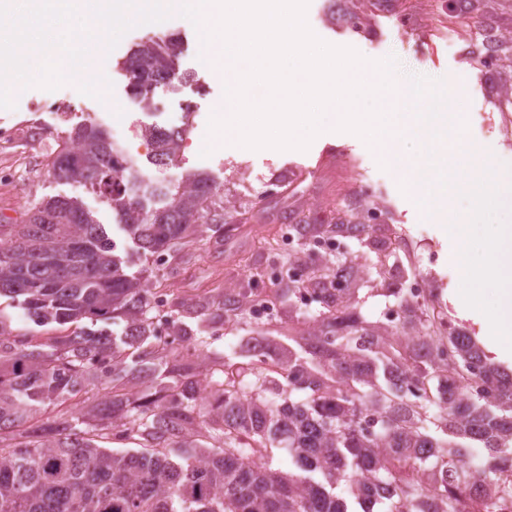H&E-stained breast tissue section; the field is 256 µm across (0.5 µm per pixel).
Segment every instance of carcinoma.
<instances>
[{"label": "carcinoma", "instance_id": "1", "mask_svg": "<svg viewBox=\"0 0 512 512\" xmlns=\"http://www.w3.org/2000/svg\"><path fill=\"white\" fill-rule=\"evenodd\" d=\"M343 20L352 34L370 31L374 8L386 0H347ZM464 3L469 19H489L495 0ZM496 55L491 86L512 105V38L488 28L468 52L481 69ZM178 37L142 41L124 62L131 93L149 103L143 83L175 88ZM151 163L177 157L184 131L148 127ZM122 150L94 126L73 128L49 173L79 182L120 214L127 237L147 261L178 252L195 234L212 232L224 246V225L246 224L255 204L229 207L208 175L188 172L175 184L147 181L137 164H116ZM278 197L273 212L311 232L300 211ZM46 248L64 256L49 269ZM106 229L70 197L35 204L22 224H0V297L8 296L36 325H73L40 342L0 321V512H496L498 502L470 508L469 485L496 482L512 496V376L494 366L477 343L456 331L458 354L444 365L436 336L421 322L424 307L391 289L405 308L390 331L353 311L356 288L330 287L331 268L306 280L281 281L272 297L294 300L318 291L319 327L291 336H263L252 347L216 352L215 391L200 394L199 364L155 334L147 284L124 270ZM247 313L241 294L227 289L214 317ZM121 320L124 335L108 326ZM261 360L265 367L256 370ZM98 380L109 391L77 419L41 418L44 407L76 397ZM280 398L265 397L269 385ZM112 440L134 445L124 451ZM288 450L294 469L263 464L269 449ZM169 448L192 453L174 461Z\"/></svg>", "mask_w": 512, "mask_h": 512}]
</instances>
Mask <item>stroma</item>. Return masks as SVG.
Returning <instances> with one entry per match:
<instances>
[{"instance_id": "1", "label": "stroma", "mask_w": 512, "mask_h": 512, "mask_svg": "<svg viewBox=\"0 0 512 512\" xmlns=\"http://www.w3.org/2000/svg\"><path fill=\"white\" fill-rule=\"evenodd\" d=\"M324 2L309 0L307 7L306 19L315 35L330 44L354 48L369 60L395 56V76L400 80L412 74L441 80L453 77L467 123L462 133L465 143L495 155L499 166L512 165V127H500L498 108L479 70L463 60L449 43L453 37L468 40L475 30L449 13L445 0H406L409 20L378 15L369 36L351 34L321 20ZM172 35L184 40L181 67L192 78L175 90L157 89L152 104L141 103L129 93L121 64L135 43ZM95 67L112 84L108 108H101L97 99L81 94L70 82L54 91L37 87L18 90L14 94L15 108L0 109V224L22 223L27 210L38 201L58 195L78 198L116 241L129 273L148 278L150 288L167 294V305L159 309L164 315L180 305L221 295L225 288L245 287L256 271L260 250L266 249L268 239L279 236L281 224L274 220L228 224L222 248H215L207 236H197L190 238L168 263H146L125 235L119 218L98 194L81 183L59 182L49 175L48 165L71 128L85 124L104 128L137 161L145 179L174 182L187 171L203 170L240 204L257 201L290 173L301 174L303 181L298 190L309 204L306 217L313 224L332 223L340 196L348 185L359 182L367 185L374 200L383 203L389 212V222L377 229V237L394 235L397 246L394 252L382 255L375 240H355L347 252L331 257V265L354 262L361 268L357 313L377 322L385 308L394 303L384 290L375 287L373 262H382L394 284L409 270L411 255L417 252L421 255V271L437 284L438 301L446 305L449 321L471 336L487 335V327L464 311L459 294L463 270L448 258V237L442 225L419 213L392 169L381 165L361 140L330 133L317 136L304 151L265 148L243 153L229 144L202 156L207 122L224 101V84L203 65L199 34L190 20L175 14L161 26H135L109 54L97 57ZM188 110L197 114L201 123L185 138L176 164H151L153 146L143 138L142 128L170 127ZM255 328L247 315L232 322H187L189 335H216L215 346L220 350L254 336Z\"/></svg>"}]
</instances>
